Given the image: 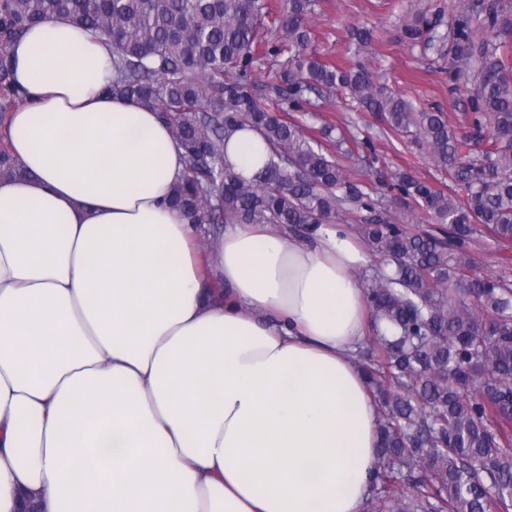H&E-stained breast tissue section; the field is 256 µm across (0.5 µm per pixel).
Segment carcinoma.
I'll use <instances>...</instances> for the list:
<instances>
[{"mask_svg": "<svg viewBox=\"0 0 512 512\" xmlns=\"http://www.w3.org/2000/svg\"><path fill=\"white\" fill-rule=\"evenodd\" d=\"M317 0H284L265 32L268 0H0V91L21 100L6 49L32 26L62 18L107 38L111 95L161 113L187 157L172 204L214 236L224 224H269L308 237L347 213L380 261L392 267L365 283L371 347L359 365L379 404L381 444L370 512H512V281L467 275L481 228L512 243V5L467 0L453 16L448 81L467 76L471 132L459 135L440 111L415 109L355 69L307 53ZM442 9L414 11L403 33L440 47ZM489 37L479 39L478 30ZM294 54L274 79L254 77L264 46ZM346 89L385 132L421 136L434 165L457 189L444 191L402 172L393 199L413 201L439 233L399 224L354 182L336 152L371 141L306 132L295 112ZM257 130L269 147L252 179L224 159L226 138ZM24 174L0 147V177ZM387 324L391 335L381 330Z\"/></svg>", "mask_w": 512, "mask_h": 512, "instance_id": "obj_1", "label": "carcinoma"}]
</instances>
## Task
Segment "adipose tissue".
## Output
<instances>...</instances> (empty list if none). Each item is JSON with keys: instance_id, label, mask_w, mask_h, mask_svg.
Wrapping results in <instances>:
<instances>
[{"instance_id": "obj_1", "label": "adipose tissue", "mask_w": 512, "mask_h": 512, "mask_svg": "<svg viewBox=\"0 0 512 512\" xmlns=\"http://www.w3.org/2000/svg\"><path fill=\"white\" fill-rule=\"evenodd\" d=\"M9 61L27 174L0 178V512L21 489L42 512H363L379 408L357 232L228 224L200 249L169 204L185 151L106 93L101 37L55 19ZM224 153L250 178L269 150L246 127Z\"/></svg>"}]
</instances>
